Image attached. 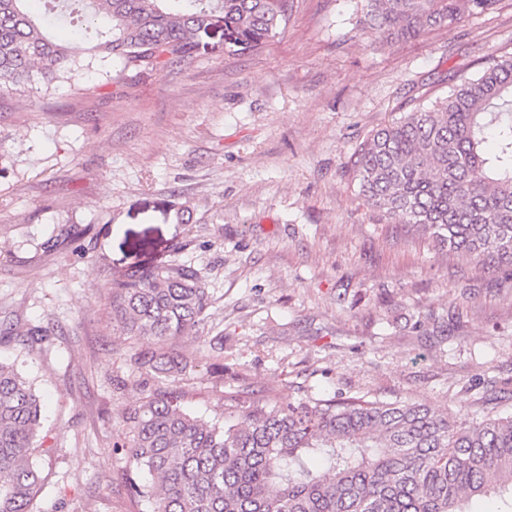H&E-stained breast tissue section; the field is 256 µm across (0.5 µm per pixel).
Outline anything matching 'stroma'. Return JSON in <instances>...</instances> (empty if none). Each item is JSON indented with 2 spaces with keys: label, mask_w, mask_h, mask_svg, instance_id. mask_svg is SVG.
Wrapping results in <instances>:
<instances>
[{
  "label": "stroma",
  "mask_w": 512,
  "mask_h": 512,
  "mask_svg": "<svg viewBox=\"0 0 512 512\" xmlns=\"http://www.w3.org/2000/svg\"><path fill=\"white\" fill-rule=\"evenodd\" d=\"M362 0H293L257 53L196 55L118 81L71 41V81L0 89V359L43 402L34 512H145L126 487V407L178 388L224 398L368 396L442 413L512 408V267L428 245L362 195L350 156L403 113L512 54V0L375 48ZM206 275V323L170 343L173 380L131 364L151 341L112 320L115 271ZM49 328L40 350L18 331Z\"/></svg>",
  "instance_id": "stroma-1"
}]
</instances>
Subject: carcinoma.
I'll return each instance as SVG.
<instances>
[{
	"label": "carcinoma",
	"instance_id": "obj_1",
	"mask_svg": "<svg viewBox=\"0 0 512 512\" xmlns=\"http://www.w3.org/2000/svg\"><path fill=\"white\" fill-rule=\"evenodd\" d=\"M29 0H0V86L37 72L73 71L67 45L48 34L65 20L93 58L127 71L192 56L198 37L224 29V44L261 49L288 23L289 0H74L38 19ZM361 31L382 43L419 38L485 14L497 0H363ZM359 193L376 210L440 248L512 265V55L491 62L448 95L376 130L350 158ZM112 319L160 349L135 359L156 376L186 375L161 348L191 336L211 304L191 265L159 262L113 276ZM42 347L49 330L21 334ZM236 422L184 411L175 391L148 395L123 413L130 434L129 493L150 512H477L494 497L512 512V413L462 421L407 401L365 396L280 406L224 398ZM38 396L17 366L0 361V512H32L42 488L33 460Z\"/></svg>",
	"mask_w": 512,
	"mask_h": 512
}]
</instances>
